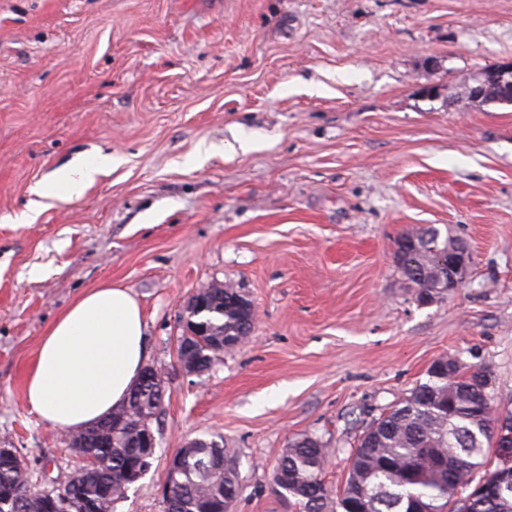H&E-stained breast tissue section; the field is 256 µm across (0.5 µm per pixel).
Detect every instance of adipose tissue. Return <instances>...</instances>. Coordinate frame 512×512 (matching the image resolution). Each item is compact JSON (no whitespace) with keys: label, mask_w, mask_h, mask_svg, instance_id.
I'll return each mask as SVG.
<instances>
[{"label":"adipose tissue","mask_w":512,"mask_h":512,"mask_svg":"<svg viewBox=\"0 0 512 512\" xmlns=\"http://www.w3.org/2000/svg\"><path fill=\"white\" fill-rule=\"evenodd\" d=\"M111 165L106 154L60 169L40 193L69 200ZM145 327L142 309L128 289L107 284L81 295L41 339L25 383L31 413L69 431L120 407L144 365Z\"/></svg>","instance_id":"ef3b65f1"}]
</instances>
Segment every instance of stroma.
I'll use <instances>...</instances> for the list:
<instances>
[{"label": "stroma", "mask_w": 512, "mask_h": 512, "mask_svg": "<svg viewBox=\"0 0 512 512\" xmlns=\"http://www.w3.org/2000/svg\"><path fill=\"white\" fill-rule=\"evenodd\" d=\"M512 65V0H0V448L61 481L82 457L30 413L42 336L85 291L126 288L167 392L155 459L115 512H164L166 461L237 452L234 512H289L270 474L294 439L337 456L431 363L484 370L512 412V105H446ZM111 169L60 203L56 170ZM470 247L426 305L396 241ZM251 334L197 376L178 317L212 283ZM449 255V263L441 258L429 261L440 274L449 272L448 280L445 282L448 292L459 288L466 281L471 263V252L465 241H462Z\"/></svg>", "instance_id": "obj_1"}]
</instances>
